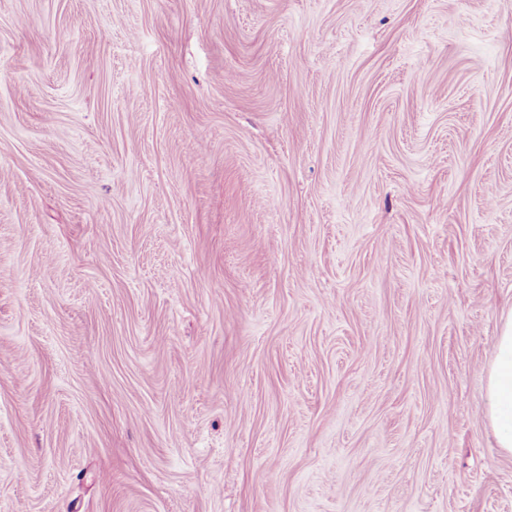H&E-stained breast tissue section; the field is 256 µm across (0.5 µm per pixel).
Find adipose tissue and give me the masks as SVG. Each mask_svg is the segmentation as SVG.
<instances>
[{
  "instance_id": "adipose-tissue-1",
  "label": "adipose tissue",
  "mask_w": 512,
  "mask_h": 512,
  "mask_svg": "<svg viewBox=\"0 0 512 512\" xmlns=\"http://www.w3.org/2000/svg\"><path fill=\"white\" fill-rule=\"evenodd\" d=\"M485 410L498 447L512 454V311L501 317L496 353L487 371Z\"/></svg>"
}]
</instances>
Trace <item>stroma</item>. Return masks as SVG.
Segmentation results:
<instances>
[{"label": "stroma", "mask_w": 512, "mask_h": 512, "mask_svg": "<svg viewBox=\"0 0 512 512\" xmlns=\"http://www.w3.org/2000/svg\"><path fill=\"white\" fill-rule=\"evenodd\" d=\"M512 0H0V512H512ZM500 322L496 353L487 371L485 410L498 448L512 454V310Z\"/></svg>", "instance_id": "35a3bbf8"}]
</instances>
